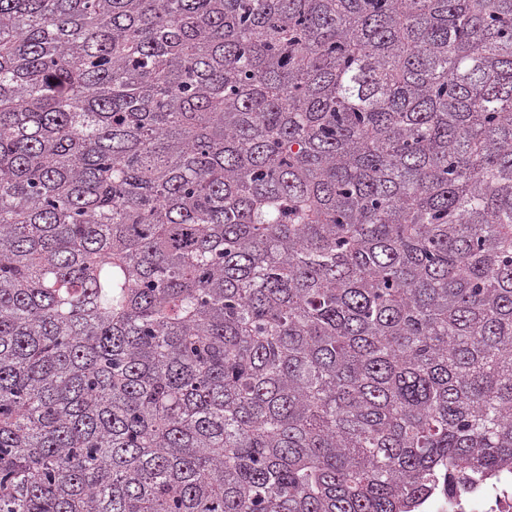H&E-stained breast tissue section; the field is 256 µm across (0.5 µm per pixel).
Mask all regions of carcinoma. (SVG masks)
<instances>
[{"mask_svg": "<svg viewBox=\"0 0 512 512\" xmlns=\"http://www.w3.org/2000/svg\"><path fill=\"white\" fill-rule=\"evenodd\" d=\"M511 465L512 0H0V512Z\"/></svg>", "mask_w": 512, "mask_h": 512, "instance_id": "carcinoma-1", "label": "carcinoma"}]
</instances>
